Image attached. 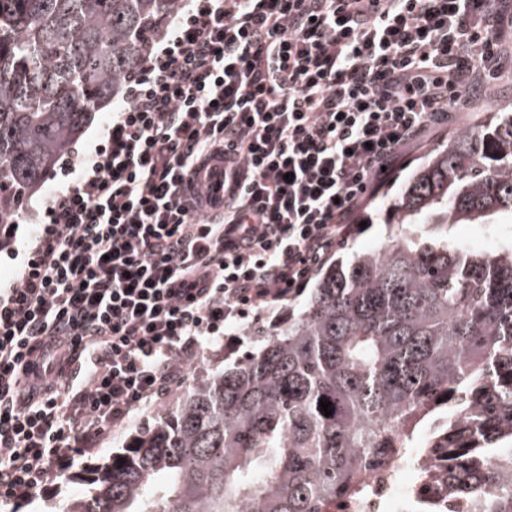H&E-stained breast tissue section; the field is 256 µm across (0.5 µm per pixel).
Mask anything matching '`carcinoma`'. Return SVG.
<instances>
[{
  "instance_id": "1",
  "label": "carcinoma",
  "mask_w": 512,
  "mask_h": 512,
  "mask_svg": "<svg viewBox=\"0 0 512 512\" xmlns=\"http://www.w3.org/2000/svg\"><path fill=\"white\" fill-rule=\"evenodd\" d=\"M176 0H0V221L173 18ZM512 113L448 139L389 204L380 247L336 261L233 369L203 372L62 512H329L367 467L448 451V499L512 512ZM331 402L325 416L320 400ZM479 233L489 236L497 243L502 237L512 236V224L448 225V240L465 244L477 251L492 250L481 243Z\"/></svg>"
}]
</instances>
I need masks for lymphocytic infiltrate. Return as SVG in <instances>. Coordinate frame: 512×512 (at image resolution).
Here are the masks:
<instances>
[{
	"instance_id": "1",
	"label": "lymphocytic infiltrate",
	"mask_w": 512,
	"mask_h": 512,
	"mask_svg": "<svg viewBox=\"0 0 512 512\" xmlns=\"http://www.w3.org/2000/svg\"><path fill=\"white\" fill-rule=\"evenodd\" d=\"M511 69L512 0H179L33 222L0 224V498L42 495L236 348ZM212 154L218 212L183 192Z\"/></svg>"
}]
</instances>
